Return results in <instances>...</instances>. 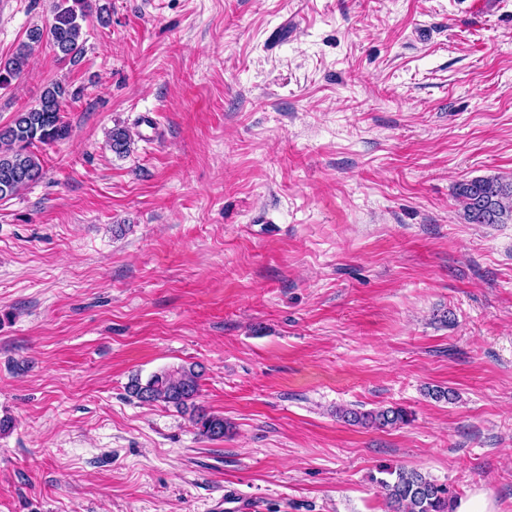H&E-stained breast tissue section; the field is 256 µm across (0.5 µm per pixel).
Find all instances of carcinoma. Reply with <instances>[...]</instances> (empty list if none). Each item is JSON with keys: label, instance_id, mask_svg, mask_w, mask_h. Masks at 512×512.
Wrapping results in <instances>:
<instances>
[{"label": "carcinoma", "instance_id": "cac0c4a2", "mask_svg": "<svg viewBox=\"0 0 512 512\" xmlns=\"http://www.w3.org/2000/svg\"><path fill=\"white\" fill-rule=\"evenodd\" d=\"M91 11L92 0H54L48 26L30 30L27 40L19 43L12 56L0 60V88L21 76L34 48L44 40L60 54L61 60L76 61L83 52V45L79 43L81 21ZM72 96L67 85L53 82L45 88L35 106L14 113L8 123L0 126V200L13 197L41 178L42 166L31 147L67 136L68 128L61 121L60 112ZM130 145L126 129L112 130V152L127 154ZM453 195L462 203L464 219L469 224L512 221V178H473L456 184ZM200 379L195 366H182L155 373L144 384L135 378L127 386V393L143 403L162 402L187 412L200 436L211 441L222 440L228 431L224 417L211 414L195 403L200 393ZM339 415L353 425L376 429L408 421L407 412L399 407L369 411L342 409ZM389 475L392 479L378 481L388 512H454L458 496L451 486L416 469L398 468L389 471Z\"/></svg>", "mask_w": 512, "mask_h": 512}]
</instances>
